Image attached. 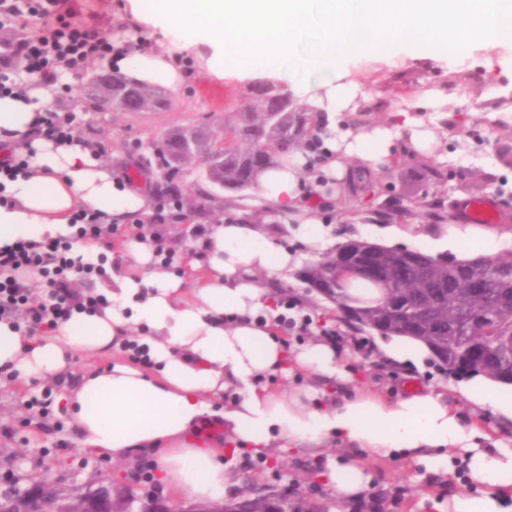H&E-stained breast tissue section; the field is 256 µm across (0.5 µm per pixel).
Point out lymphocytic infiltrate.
<instances>
[{
  "label": "lymphocytic infiltrate",
  "instance_id": "obj_1",
  "mask_svg": "<svg viewBox=\"0 0 512 512\" xmlns=\"http://www.w3.org/2000/svg\"><path fill=\"white\" fill-rule=\"evenodd\" d=\"M77 0H0V28L24 25L27 18L40 20L42 34L32 41L19 37L14 45L17 65L32 85L54 91L56 69L65 67L82 77L86 64L108 54L112 47L107 28L80 23ZM65 240L45 243L20 241L0 248V318L25 320L30 329H51L81 304L71 286L75 275L89 271V264L69 255ZM44 279L48 302L30 303L24 288L29 275Z\"/></svg>",
  "mask_w": 512,
  "mask_h": 512
}]
</instances>
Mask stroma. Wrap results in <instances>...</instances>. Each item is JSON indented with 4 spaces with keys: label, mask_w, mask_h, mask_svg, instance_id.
Wrapping results in <instances>:
<instances>
[{
    "label": "stroma",
    "mask_w": 512,
    "mask_h": 512,
    "mask_svg": "<svg viewBox=\"0 0 512 512\" xmlns=\"http://www.w3.org/2000/svg\"><path fill=\"white\" fill-rule=\"evenodd\" d=\"M349 69L354 79L375 93L371 109L351 114L356 126L391 122L395 112L407 109L419 92H441L448 104L433 129L448 161L437 163L398 143L396 163L384 165L370 187L357 192L340 190L331 198L330 208L321 210V217L330 221L331 237L339 242L366 239L371 230L392 227L395 245L414 249L418 243L408 237L413 227L426 229L437 240L450 237L460 225L455 207L479 196L494 197L500 205L501 219L490 225V233L512 235V42L475 44L464 59L450 64L401 48L387 59L355 57ZM273 80V74L265 71L242 82H217L193 72L185 88L172 92L173 105L165 111L101 112L77 83L60 90L50 104L72 115L76 135L95 142L104 163L126 170L141 161L148 173L156 175L160 168L150 158V147L168 131L196 125L221 130L232 112L250 104L259 89ZM190 188L193 193L208 194L204 210L187 212L185 220L174 226L152 225V232L164 239L175 232L186 243L194 225L222 217L254 222L264 217L254 191H222L201 181L191 183ZM261 283L289 314H303L308 321L306 329L291 325L281 331L288 346L305 344L316 336L338 343L343 361L354 375L389 397L405 396L409 382L454 394L457 379L437 370L430 358L407 367L385 361L375 335L355 332L337 319L334 304L309 290L295 272L265 277ZM57 390L51 380L27 383L0 374V489L13 484L28 486L48 471L66 492L102 473L111 476L118 493L129 489L140 494L159 493L155 460L143 459L136 479L131 480L121 462L79 447L65 416L48 405ZM237 465L241 473L264 487L288 486L324 502L327 512H374L377 497L384 499L386 512H414L422 492L416 466L402 460L371 461L373 487L360 501L344 503L329 497L315 480L319 461L312 450L297 448L283 459L271 460L242 449L237 453Z\"/></svg>",
    "instance_id": "stroma-1"
}]
</instances>
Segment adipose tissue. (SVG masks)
<instances>
[{
    "label": "adipose tissue",
    "mask_w": 512,
    "mask_h": 512,
    "mask_svg": "<svg viewBox=\"0 0 512 512\" xmlns=\"http://www.w3.org/2000/svg\"><path fill=\"white\" fill-rule=\"evenodd\" d=\"M124 12L137 32L113 37V72L176 91L187 80L181 59L218 80L265 65L319 112L316 143L259 174L268 228L240 218L205 225L178 273L166 269L157 236H137L118 252L125 273L97 282V307L73 310L44 336L0 320V372L56 381L72 360H86L58 396L80 446L131 470L156 458L158 483L188 501L219 502L236 486L225 449L266 455L340 439L350 454L325 456L318 476L339 501L370 489V461L404 460L428 479L464 467L468 488L449 497L446 512H512V436L464 422L458 404L433 389L391 399L354 384L323 340L287 347L275 334L277 303L257 282L297 265L282 245L288 236L311 253L328 250L314 207L344 178L346 160L374 173L398 141L437 150L424 115L440 111L441 93L418 97L394 123L357 128L346 115L373 94L348 62L398 48L448 62L474 43L512 40V0H127ZM47 102L44 89L27 84L0 97V142L35 150L24 171L0 177V248L71 237L83 208L106 225L151 217L152 191L113 175L93 144L32 139ZM271 376L288 380V390L269 392Z\"/></svg>",
    "instance_id": "ef3b65f1"
}]
</instances>
